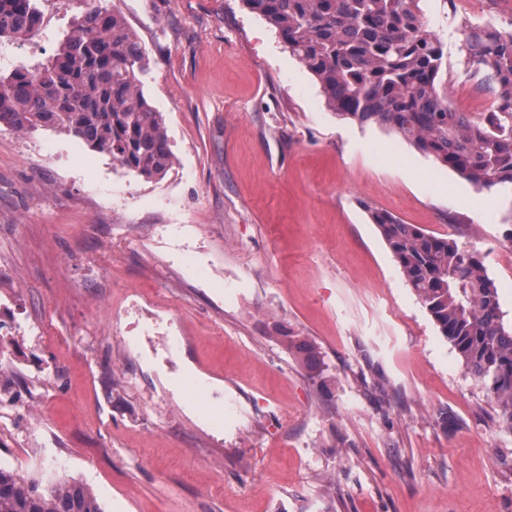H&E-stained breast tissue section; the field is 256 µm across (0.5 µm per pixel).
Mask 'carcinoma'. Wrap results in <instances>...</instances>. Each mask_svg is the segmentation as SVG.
I'll return each mask as SVG.
<instances>
[{"mask_svg": "<svg viewBox=\"0 0 512 512\" xmlns=\"http://www.w3.org/2000/svg\"><path fill=\"white\" fill-rule=\"evenodd\" d=\"M278 33L320 85L337 117L374 122L414 144L480 190L512 191V29L484 44L461 24V68L500 98L483 123L448 103V53L424 21L419 0H244ZM76 28L45 61L0 74V126L18 133L54 128L147 179L174 155L162 113L144 94L145 51L125 20L85 0ZM38 0H0V40L40 29ZM400 271L496 404L512 433V323L483 258L396 216L364 205ZM0 512H104L76 480L24 481L0 467Z\"/></svg>", "mask_w": 512, "mask_h": 512, "instance_id": "cac0c4a2", "label": "carcinoma"}]
</instances>
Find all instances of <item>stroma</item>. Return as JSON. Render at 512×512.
Segmentation results:
<instances>
[{"label": "stroma", "mask_w": 512, "mask_h": 512, "mask_svg": "<svg viewBox=\"0 0 512 512\" xmlns=\"http://www.w3.org/2000/svg\"><path fill=\"white\" fill-rule=\"evenodd\" d=\"M105 3L176 160L147 180L0 126V466L81 481L104 512H512V433L364 210L479 252L511 322L512 197L336 117L243 0ZM419 7L456 69L464 14ZM39 9L0 73L85 4Z\"/></svg>", "instance_id": "stroma-1"}]
</instances>
